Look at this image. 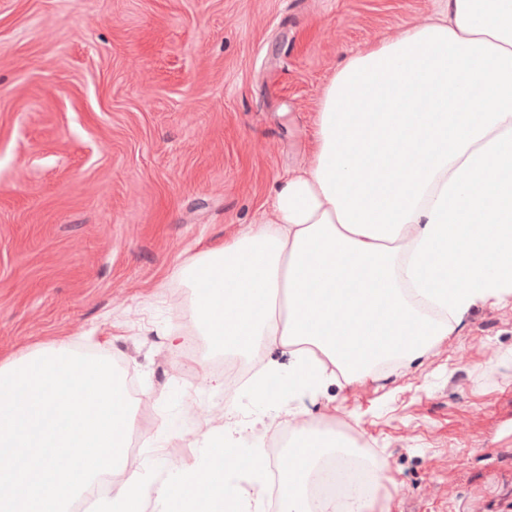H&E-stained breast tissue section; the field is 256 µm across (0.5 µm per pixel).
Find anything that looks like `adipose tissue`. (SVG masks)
I'll return each instance as SVG.
<instances>
[{"label": "adipose tissue", "mask_w": 512, "mask_h": 512, "mask_svg": "<svg viewBox=\"0 0 512 512\" xmlns=\"http://www.w3.org/2000/svg\"><path fill=\"white\" fill-rule=\"evenodd\" d=\"M389 97L363 133L366 92ZM311 160L267 213L183 270L215 349L274 348L247 387L289 404L307 473L280 476L281 512H369V491L314 501L308 473L354 439L296 398L407 364L472 307L512 301V0H441L394 39L345 56L324 87Z\"/></svg>", "instance_id": "obj_1"}]
</instances>
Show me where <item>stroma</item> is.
I'll use <instances>...</instances> for the list:
<instances>
[{
	"mask_svg": "<svg viewBox=\"0 0 512 512\" xmlns=\"http://www.w3.org/2000/svg\"><path fill=\"white\" fill-rule=\"evenodd\" d=\"M437 0H0V359L69 344L158 411L139 461L178 467L189 398L224 380L181 274L306 164L350 51ZM191 345V355L170 337ZM302 406L386 464L377 512H512V304Z\"/></svg>",
	"mask_w": 512,
	"mask_h": 512,
	"instance_id": "obj_1",
	"label": "stroma"
}]
</instances>
